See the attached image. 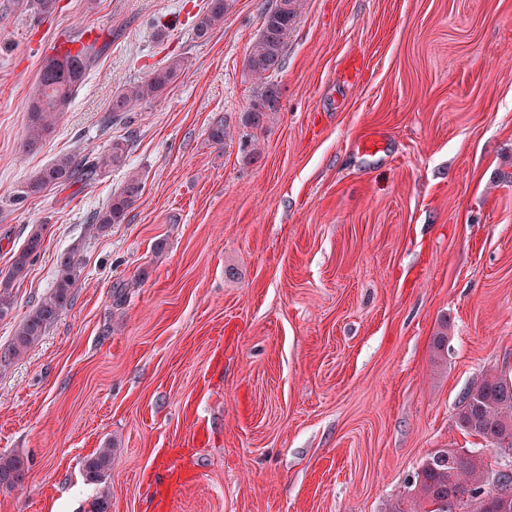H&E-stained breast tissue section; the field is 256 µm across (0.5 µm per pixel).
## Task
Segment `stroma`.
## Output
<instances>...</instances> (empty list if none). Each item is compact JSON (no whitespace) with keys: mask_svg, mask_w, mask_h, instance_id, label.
<instances>
[{"mask_svg":"<svg viewBox=\"0 0 512 512\" xmlns=\"http://www.w3.org/2000/svg\"><path fill=\"white\" fill-rule=\"evenodd\" d=\"M274 3L235 0L199 40L208 0H0V271L44 227L0 352L59 256L83 269L71 307L0 367V455L29 466L0 512H90L83 465L106 445L109 512H385L436 449L505 464L456 413L484 374L512 375V0H303L251 156L242 62ZM91 30L99 56L23 153L45 59ZM172 57L164 95L107 121ZM118 138L124 166L25 195L59 155ZM132 171L124 223L90 233Z\"/></svg>","mask_w":512,"mask_h":512,"instance_id":"1","label":"stroma"}]
</instances>
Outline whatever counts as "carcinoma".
Here are the masks:
<instances>
[{"label":"carcinoma","instance_id":"1","mask_svg":"<svg viewBox=\"0 0 512 512\" xmlns=\"http://www.w3.org/2000/svg\"><path fill=\"white\" fill-rule=\"evenodd\" d=\"M233 3L234 0H209L207 9L195 22V37L204 39L213 29L222 26L224 14ZM301 8L302 0H275V5L263 16L258 37L244 56V71L258 83L244 113V126L252 130L263 129L280 110L281 89L271 81V76L283 67L288 35ZM97 55L98 51L85 46L79 54H56L46 60L29 97L27 130L21 144L23 151L34 150L54 133L57 120L68 108ZM183 67L184 61L174 57L142 80L124 85L112 96L111 119H127L138 107L161 97L178 79ZM128 151L127 140L114 139L109 149L92 159L78 160L63 154L33 175L25 186V194L35 196L73 182H90L121 164ZM142 189L141 175L130 173L121 191L112 196L104 209L93 214L90 232L100 234L114 224L123 223ZM42 246L43 226L38 225L31 230L24 248L13 256L6 273L0 276V318L11 312L14 305L12 289L24 281ZM80 275L74 253L60 256L55 287L19 323L10 347L0 354V365L22 357L71 306L72 289L78 284ZM456 424L496 449L512 448V376L487 374L466 389L459 400ZM111 462L110 442L84 462L87 480L98 485V496L92 503L91 512H108L110 492L105 486V473ZM26 471V460L22 455H0V488L20 485ZM505 483L512 485V468L504 467L493 472L479 461L471 462L463 448H439L418 468L410 485V494L392 503L388 512H445L443 507L450 501L459 503L466 512H512V496H504L495 489Z\"/></svg>","mask_w":512,"mask_h":512}]
</instances>
